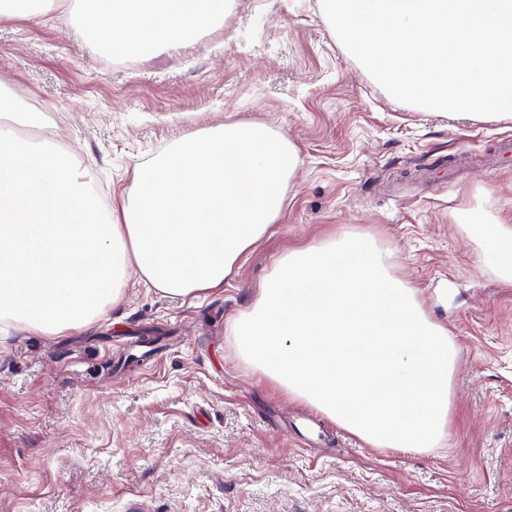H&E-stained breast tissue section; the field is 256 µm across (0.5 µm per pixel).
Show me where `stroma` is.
Masks as SVG:
<instances>
[{
  "instance_id": "1",
  "label": "stroma",
  "mask_w": 512,
  "mask_h": 512,
  "mask_svg": "<svg viewBox=\"0 0 512 512\" xmlns=\"http://www.w3.org/2000/svg\"><path fill=\"white\" fill-rule=\"evenodd\" d=\"M71 6L0 20V82L50 104L109 204L138 163L227 121L284 133L299 165L223 287L185 300L133 273L89 328L0 330V512H512V285L460 226L478 207L512 222V119L394 101L318 0H234L221 26L109 63ZM346 232L394 252L456 343L443 447H370L237 354L229 323L276 261ZM307 418L326 438L302 449Z\"/></svg>"
}]
</instances>
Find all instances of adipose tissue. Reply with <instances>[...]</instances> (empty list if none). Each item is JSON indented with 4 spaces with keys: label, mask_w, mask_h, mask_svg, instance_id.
I'll use <instances>...</instances> for the list:
<instances>
[{
    "label": "adipose tissue",
    "mask_w": 512,
    "mask_h": 512,
    "mask_svg": "<svg viewBox=\"0 0 512 512\" xmlns=\"http://www.w3.org/2000/svg\"><path fill=\"white\" fill-rule=\"evenodd\" d=\"M232 3L74 0L71 22L99 53L147 59L220 25ZM42 124L0 84V322L41 336L93 324L134 269L169 296L223 287L299 163L286 136L228 121L137 164L133 196L111 208L70 153L18 133ZM461 227L512 284V223L473 209ZM229 332L255 372L371 447L421 452L446 436L455 342L371 236L288 251Z\"/></svg>",
    "instance_id": "ef3b65f1"
}]
</instances>
